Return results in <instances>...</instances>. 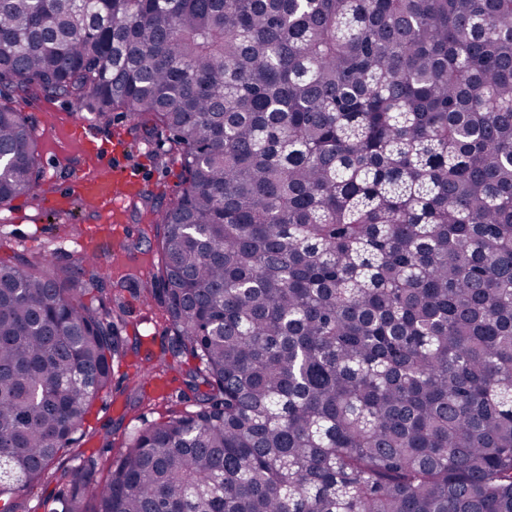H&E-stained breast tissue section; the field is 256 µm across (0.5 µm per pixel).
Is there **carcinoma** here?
<instances>
[{
	"label": "carcinoma",
	"mask_w": 512,
	"mask_h": 512,
	"mask_svg": "<svg viewBox=\"0 0 512 512\" xmlns=\"http://www.w3.org/2000/svg\"><path fill=\"white\" fill-rule=\"evenodd\" d=\"M4 85L166 129L187 173L140 201L148 372L199 361L195 410L50 512H512V0H0ZM40 187L0 103V206ZM92 290L0 258V512L111 388Z\"/></svg>",
	"instance_id": "1"
}]
</instances>
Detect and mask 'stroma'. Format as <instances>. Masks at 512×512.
Returning a JSON list of instances; mask_svg holds the SVG:
<instances>
[{
    "instance_id": "1",
    "label": "stroma",
    "mask_w": 512,
    "mask_h": 512,
    "mask_svg": "<svg viewBox=\"0 0 512 512\" xmlns=\"http://www.w3.org/2000/svg\"><path fill=\"white\" fill-rule=\"evenodd\" d=\"M0 101L22 112L33 125L44 170L41 189L0 208V257L41 253L60 264H76L74 252L82 225L103 220L102 214L77 202L71 203L67 211L59 209L73 175H92L100 169L96 158L70 136L71 126L89 121L90 115L66 99L48 96L39 90L21 97L6 90L0 92ZM131 125L129 116L116 112L110 123L99 125L98 132L104 139L114 132H123L128 146L124 165L145 179V188L154 195L157 205H166L181 193L185 173L179 163L164 168L154 160L155 153L168 146L166 134L143 140L131 133ZM150 222V216L143 212L127 210L128 234L105 236L97 244L102 259L96 269L107 284L116 286V295L127 311L123 333L128 338V351L114 370L110 393L93 408L88 433L57 459L44 480L25 495L28 512H48L59 492L78 478L82 457L99 452L103 441H110L113 456H120L130 434L144 421L178 414L190 407L188 401L179 397L184 387V376L179 371L167 374L168 393L163 398L135 393L128 386L129 379L137 376L141 377L143 385H150V378L144 375L145 356L161 355L173 339L172 332L166 329L163 306L157 301L145 300L141 292L143 284L152 282V269L157 265L153 245L145 236Z\"/></svg>"
}]
</instances>
